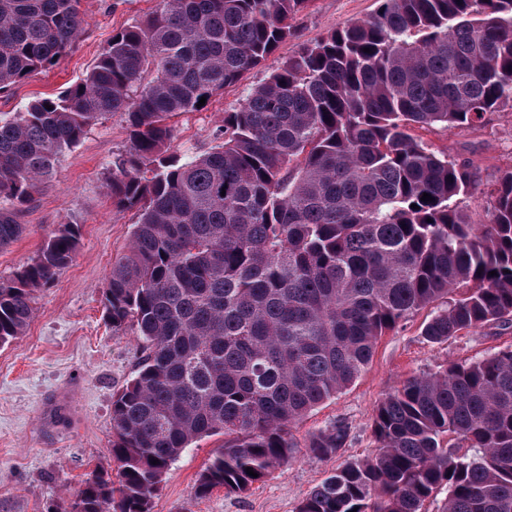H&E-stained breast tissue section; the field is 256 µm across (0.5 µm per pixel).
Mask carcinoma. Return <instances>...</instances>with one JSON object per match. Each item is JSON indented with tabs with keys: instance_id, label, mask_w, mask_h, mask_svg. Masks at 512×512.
Segmentation results:
<instances>
[{
	"instance_id": "1",
	"label": "carcinoma",
	"mask_w": 512,
	"mask_h": 512,
	"mask_svg": "<svg viewBox=\"0 0 512 512\" xmlns=\"http://www.w3.org/2000/svg\"><path fill=\"white\" fill-rule=\"evenodd\" d=\"M310 2L157 0L84 79L0 113L1 249L24 231L18 207L94 125L117 116L129 135L108 192L138 221L102 296L143 356L112 400L117 474L94 470L63 512H152L171 464L215 434L224 445L194 493L243 494L296 459L292 424L410 316L437 305L422 330L433 344L512 325V169L476 224L462 206L476 171L416 134L512 106V0H376L224 113L215 149L169 153V119L267 60ZM84 25L82 0H0V92L52 67ZM79 241L61 224L0 277V346ZM372 430L376 453L338 467L297 512H427L442 493L441 512H512V347L407 379ZM346 437L336 424L307 448L325 458Z\"/></svg>"
}]
</instances>
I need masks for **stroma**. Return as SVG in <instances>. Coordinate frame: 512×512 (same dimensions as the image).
<instances>
[{
	"mask_svg": "<svg viewBox=\"0 0 512 512\" xmlns=\"http://www.w3.org/2000/svg\"><path fill=\"white\" fill-rule=\"evenodd\" d=\"M155 6L156 0H83L87 26L76 46L50 69L0 93V113L24 111L30 101L84 78L113 31L140 22ZM375 7V0H311L291 21L294 37L261 67L225 88L207 109L173 119L172 152L183 157L210 151L225 112L238 107L301 43L365 18ZM422 137L433 150L476 169L479 181L464 206L473 221H484L488 190L512 169V108H501L478 126L437 127ZM128 145L119 117L93 126L19 211L18 221L26 227L22 237L0 249V277H7L30 262L59 225L76 224L81 231L73 261L51 285L35 292V315L23 336L0 346V512L69 506L93 469L112 464V398L142 357L131 331H113L102 303L112 261L126 249L137 222L136 212L113 210L107 189L114 163ZM430 316V309L420 310L381 337L355 382L293 426L294 462L244 494L217 489L199 498L194 494L197 476L224 438L199 439L170 467L153 512H296L306 494L337 466L372 455L377 446L372 417L387 394L412 376L512 346V328L499 327L430 343L422 334ZM340 423L348 428L343 447L327 459L310 456V437Z\"/></svg>",
	"mask_w": 512,
	"mask_h": 512,
	"instance_id": "obj_1",
	"label": "stroma"
}]
</instances>
